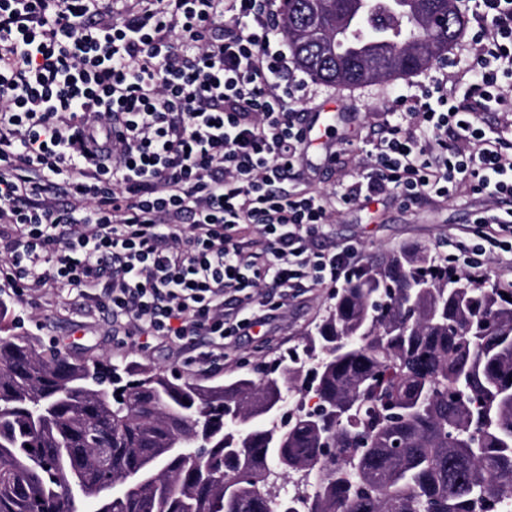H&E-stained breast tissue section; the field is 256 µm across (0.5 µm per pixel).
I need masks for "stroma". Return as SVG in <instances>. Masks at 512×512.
Wrapping results in <instances>:
<instances>
[{
  "mask_svg": "<svg viewBox=\"0 0 512 512\" xmlns=\"http://www.w3.org/2000/svg\"><path fill=\"white\" fill-rule=\"evenodd\" d=\"M472 60L470 47L461 39L443 59L405 78L356 87L315 82L298 110L308 120L319 112L335 113L336 145L342 153L329 164L323 152L310 151L308 162L295 181L296 188L341 192L351 183L369 140L384 135L395 97L410 93L412 84L431 76L448 73L462 78ZM490 203L487 193L466 188L444 201L412 208L395 199L370 205L358 203L340 208L323 234L315 238L314 247L321 250L335 245L354 246L359 265L370 256L406 247H422L446 256L452 252L449 238L461 225L473 223L477 213ZM332 291L329 285L303 288L285 301L272 292H264V299L275 309L270 324L236 337L224 358L205 365L190 361L193 351L205 350V339H197L196 348L191 351L171 344L147 345L137 337L115 334L106 311L89 308L77 291L65 288L41 290L38 306L31 307L21 301L10 284L0 281V302L7 306L6 314L0 317V327L12 333L40 336L46 346L74 359L108 357L116 363L152 362L192 380L212 384L247 371L255 362L301 349L305 333L321 319Z\"/></svg>",
  "mask_w": 512,
  "mask_h": 512,
  "instance_id": "35a3bbf8",
  "label": "stroma"
}]
</instances>
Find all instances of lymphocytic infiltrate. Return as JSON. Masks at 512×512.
I'll return each instance as SVG.
<instances>
[{"instance_id":"obj_1","label":"lymphocytic infiltrate","mask_w":512,"mask_h":512,"mask_svg":"<svg viewBox=\"0 0 512 512\" xmlns=\"http://www.w3.org/2000/svg\"><path fill=\"white\" fill-rule=\"evenodd\" d=\"M467 4L473 82L397 97L355 182L327 194L282 188L308 153L309 85L275 0H0V279L24 299L104 296L127 333L205 336L220 357L259 289L346 275L352 247L312 238L359 199L489 191L451 260L511 253L512 137L476 118L512 92V0Z\"/></svg>"}]
</instances>
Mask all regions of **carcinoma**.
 Instances as JSON below:
<instances>
[{
  "label": "carcinoma",
  "mask_w": 512,
  "mask_h": 512,
  "mask_svg": "<svg viewBox=\"0 0 512 512\" xmlns=\"http://www.w3.org/2000/svg\"><path fill=\"white\" fill-rule=\"evenodd\" d=\"M334 9L283 10L296 64L331 84L375 80L371 64L409 76L466 27L455 0H348L324 43L305 34ZM305 353L205 385L1 334L0 512H512V286L388 252L334 290ZM282 403L271 448L265 412ZM320 465L328 478L276 506L273 483Z\"/></svg>",
  "instance_id": "carcinoma-1"
}]
</instances>
